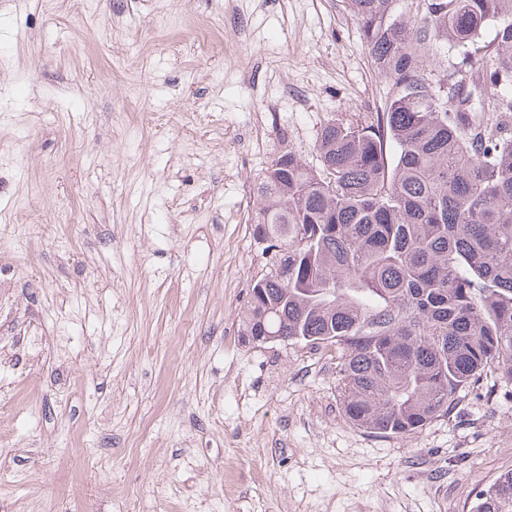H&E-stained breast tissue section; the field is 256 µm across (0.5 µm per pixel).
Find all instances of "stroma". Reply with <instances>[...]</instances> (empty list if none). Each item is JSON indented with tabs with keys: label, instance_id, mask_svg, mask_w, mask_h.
<instances>
[{
	"label": "stroma",
	"instance_id": "stroma-1",
	"mask_svg": "<svg viewBox=\"0 0 512 512\" xmlns=\"http://www.w3.org/2000/svg\"><path fill=\"white\" fill-rule=\"evenodd\" d=\"M391 93L348 0H0V512H470L512 471V381L381 437L242 331L258 179Z\"/></svg>",
	"mask_w": 512,
	"mask_h": 512
}]
</instances>
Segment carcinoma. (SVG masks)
Wrapping results in <instances>:
<instances>
[{
  "mask_svg": "<svg viewBox=\"0 0 512 512\" xmlns=\"http://www.w3.org/2000/svg\"><path fill=\"white\" fill-rule=\"evenodd\" d=\"M423 2L405 20L393 0H348L393 92L321 127L322 172L282 152L253 215L273 254L243 335L334 348L345 416L381 436L423 428L489 368L512 381V0ZM431 41L467 68L445 95ZM473 512H512L511 471Z\"/></svg>",
  "mask_w": 512,
  "mask_h": 512,
  "instance_id": "cac0c4a2",
  "label": "carcinoma"
}]
</instances>
